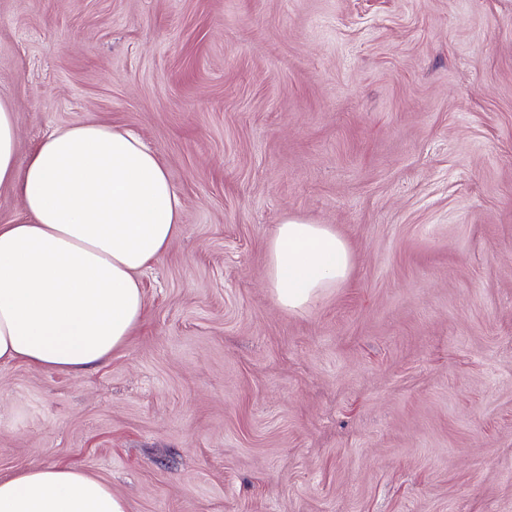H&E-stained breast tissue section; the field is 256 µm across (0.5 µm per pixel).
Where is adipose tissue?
Returning a JSON list of instances; mask_svg holds the SVG:
<instances>
[{"label":"adipose tissue","instance_id":"ef3b65f1","mask_svg":"<svg viewBox=\"0 0 512 512\" xmlns=\"http://www.w3.org/2000/svg\"><path fill=\"white\" fill-rule=\"evenodd\" d=\"M15 116L0 98V187L23 216L0 224V362L78 374L108 361L142 324L139 276L181 231L182 200L135 133L89 121L57 129L16 163ZM276 304L308 308L348 277L328 225L284 218L268 242ZM0 512H128L109 484L69 464L0 478Z\"/></svg>","mask_w":512,"mask_h":512}]
</instances>
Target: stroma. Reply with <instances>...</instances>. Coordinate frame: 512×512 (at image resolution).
Returning a JSON list of instances; mask_svg holds the SVG:
<instances>
[{
    "label": "stroma",
    "instance_id": "35a3bbf8",
    "mask_svg": "<svg viewBox=\"0 0 512 512\" xmlns=\"http://www.w3.org/2000/svg\"><path fill=\"white\" fill-rule=\"evenodd\" d=\"M18 164L136 132L183 202L142 326L80 374L0 364V478L128 512H512V0H0ZM347 243L304 311L275 224ZM0 512H128L112 487L69 464L23 466L0 478Z\"/></svg>",
    "mask_w": 512,
    "mask_h": 512
}]
</instances>
